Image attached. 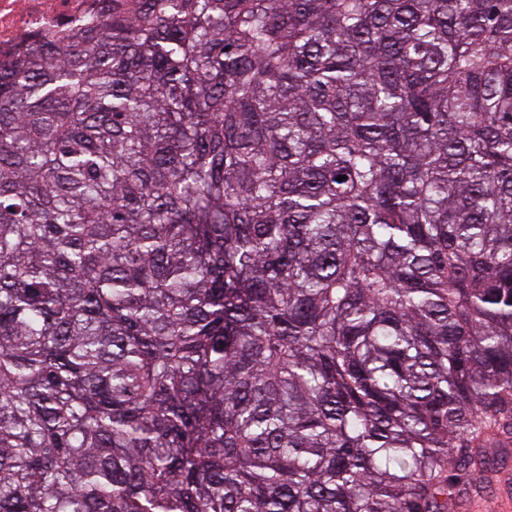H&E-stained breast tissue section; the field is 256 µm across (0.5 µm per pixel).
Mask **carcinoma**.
I'll return each mask as SVG.
<instances>
[{"label": "carcinoma", "instance_id": "obj_1", "mask_svg": "<svg viewBox=\"0 0 512 512\" xmlns=\"http://www.w3.org/2000/svg\"><path fill=\"white\" fill-rule=\"evenodd\" d=\"M106 2L0 65V512H447L512 445V0Z\"/></svg>", "mask_w": 512, "mask_h": 512}]
</instances>
